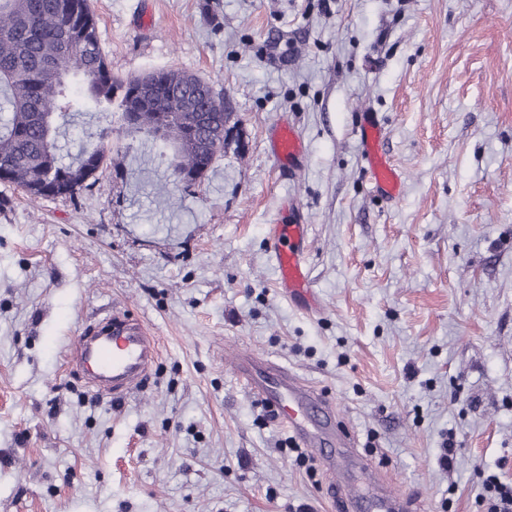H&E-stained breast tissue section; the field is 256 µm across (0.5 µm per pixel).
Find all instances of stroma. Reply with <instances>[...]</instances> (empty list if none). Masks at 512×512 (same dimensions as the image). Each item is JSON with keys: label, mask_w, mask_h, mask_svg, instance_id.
<instances>
[{"label": "stroma", "mask_w": 512, "mask_h": 512, "mask_svg": "<svg viewBox=\"0 0 512 512\" xmlns=\"http://www.w3.org/2000/svg\"><path fill=\"white\" fill-rule=\"evenodd\" d=\"M90 3L113 75H196L230 120L188 189L88 102L63 144L113 127L90 188L32 202L0 183V512H334L229 370L241 349L326 390L421 512H482L479 470L512 482V0ZM366 112L397 200L372 190ZM279 120L303 144L293 173ZM293 218L318 313L276 288L268 227ZM118 311L159 355L115 400L68 352ZM301 141L294 127L277 125L273 131L272 152L278 161L288 159V168L296 170L302 160Z\"/></svg>", "instance_id": "obj_1"}]
</instances>
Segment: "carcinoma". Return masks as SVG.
Masks as SVG:
<instances>
[{"instance_id": "cac0c4a2", "label": "carcinoma", "mask_w": 512, "mask_h": 512, "mask_svg": "<svg viewBox=\"0 0 512 512\" xmlns=\"http://www.w3.org/2000/svg\"><path fill=\"white\" fill-rule=\"evenodd\" d=\"M76 89L99 110L116 111L123 133L153 142L160 130L192 125L203 112L224 121V98L195 75H113L90 0H0V170L3 182L34 200L74 197L111 151L110 127L74 154L58 145L80 111ZM223 151L221 138L182 137L170 161L173 180L186 188L202 182Z\"/></svg>"}]
</instances>
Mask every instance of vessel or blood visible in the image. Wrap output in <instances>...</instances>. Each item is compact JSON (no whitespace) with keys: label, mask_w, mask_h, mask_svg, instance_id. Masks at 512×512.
<instances>
[{"label":"vessel or blood","mask_w":512,"mask_h":512,"mask_svg":"<svg viewBox=\"0 0 512 512\" xmlns=\"http://www.w3.org/2000/svg\"><path fill=\"white\" fill-rule=\"evenodd\" d=\"M358 133L375 191L386 199H396L402 190V175L382 153L381 129L373 114L364 115ZM301 150L294 127H275L272 152L277 160L287 161L290 169H298ZM306 233L303 224H273L268 235L278 271V288L304 310L316 312L320 304L307 269ZM157 358L155 337L140 321L123 313L76 336L69 352L71 364L90 373L93 386L116 397L131 393ZM229 367L249 392L273 412L276 421L299 446L315 452L329 445L338 446V453L323 455L322 461L333 477L329 494L337 500L340 512L358 506L363 497L364 485L351 481L345 474L351 461L364 474L366 485L374 490L375 512H418V495H397L385 489L381 475L357 452L354 435L340 424L335 406L322 390L276 362L245 349L230 359Z\"/></svg>","instance_id":"1"}]
</instances>
